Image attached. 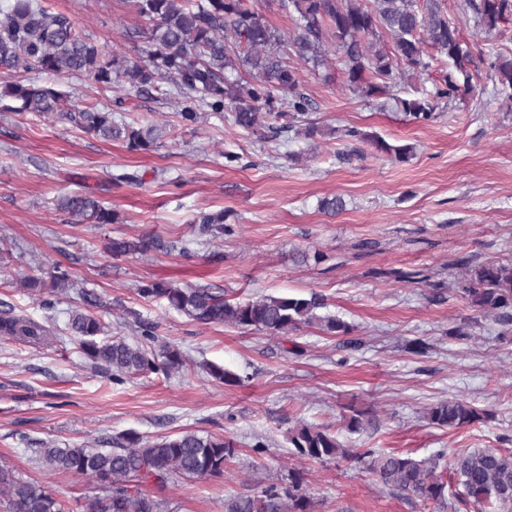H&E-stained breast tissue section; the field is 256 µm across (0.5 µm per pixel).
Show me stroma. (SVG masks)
Segmentation results:
<instances>
[{
	"label": "stroma",
	"mask_w": 512,
	"mask_h": 512,
	"mask_svg": "<svg viewBox=\"0 0 512 512\" xmlns=\"http://www.w3.org/2000/svg\"><path fill=\"white\" fill-rule=\"evenodd\" d=\"M47 2L105 51L141 54L145 21L133 0ZM463 2L442 0V7L473 55V89L439 101L426 123L409 121L394 100L432 88L446 61L432 59L427 74L368 100L346 87L332 41L325 66L288 59L312 103L309 119L324 132L313 141L291 133L261 140L208 111L183 126L182 97L167 80L140 96L81 76L55 80L69 107L109 108L135 128L167 124L170 137L151 151L0 102V302L52 335L42 345L0 336V466L70 503L95 494V484L42 470L36 448L91 446L130 430L151 439L192 430L233 439L238 452L223 477L150 485L163 512H222L225 496L278 481L297 464L321 512H431L353 463H299L289 453L290 420L328 427L352 448L419 460L465 448L512 450V322L479 316L456 288L462 261H512V103L498 95L488 67L493 56L512 55V20L485 35ZM347 127L413 145L415 155L399 164L369 147L364 158L341 160L353 147L340 135ZM229 152L237 161L227 162ZM124 171L138 173L140 183L114 185ZM78 192L95 193L122 223H65L56 203ZM335 195L343 210H322L321 200ZM217 211L233 235L198 243L193 219ZM145 233L176 242L177 251L105 257L108 239ZM317 251L326 262L311 261ZM56 261L73 271L68 291L37 295L21 286ZM398 271L423 280L395 279ZM155 279L239 301L315 292L352 331L306 327L270 336L201 326L138 294ZM85 290L103 299L95 314L112 334L132 341L140 321L151 322L159 341L187 355V368L110 382L69 335V312ZM415 339L425 342L423 353L408 350ZM207 362L243 376V384L214 381ZM454 398L495 417L456 430L429 425L426 408ZM354 409L379 414L380 427L347 431L343 417ZM259 441L267 454L253 452Z\"/></svg>",
	"instance_id": "1"
}]
</instances>
